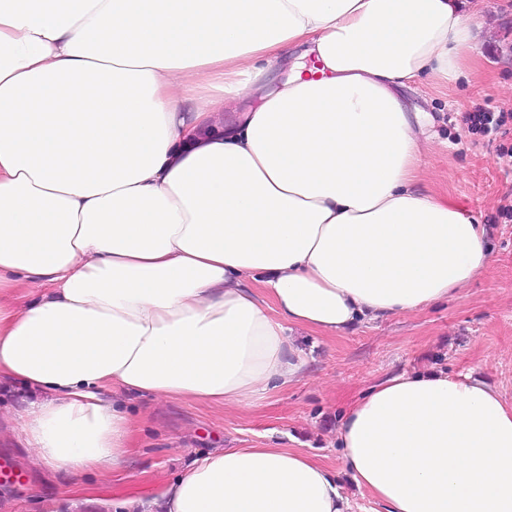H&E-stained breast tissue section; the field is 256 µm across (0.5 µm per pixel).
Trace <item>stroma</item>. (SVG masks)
Wrapping results in <instances>:
<instances>
[{"label":"stroma","instance_id":"1","mask_svg":"<svg viewBox=\"0 0 512 512\" xmlns=\"http://www.w3.org/2000/svg\"><path fill=\"white\" fill-rule=\"evenodd\" d=\"M482 25L458 81L429 76L401 90L407 111L429 113L436 146L416 184L460 207L480 224L491 265L449 300L423 310L359 322L333 338L305 332L297 341L308 364L303 379L270 390L249 407L126 396L136 429L123 467L77 473L42 471L31 459L13 414L30 401L18 384L0 383V512H113L115 501L152 500L195 458L223 448H294L315 456L341 481L353 512H370L368 495L347 472L337 432L348 408L369 389L401 373L443 372L485 379L512 400V170L500 146L468 133L464 113L511 112L512 0H480Z\"/></svg>","mask_w":512,"mask_h":512}]
</instances>
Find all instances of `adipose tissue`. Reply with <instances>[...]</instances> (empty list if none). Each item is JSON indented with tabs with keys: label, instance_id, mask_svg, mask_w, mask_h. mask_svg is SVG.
<instances>
[{
	"label": "adipose tissue",
	"instance_id": "obj_1",
	"mask_svg": "<svg viewBox=\"0 0 512 512\" xmlns=\"http://www.w3.org/2000/svg\"><path fill=\"white\" fill-rule=\"evenodd\" d=\"M479 19L457 0H0V381L40 394L18 418L36 465L119 466V395L249 406L304 375L294 328L333 337L487 269L479 225L413 190L430 115L395 93L455 81ZM288 46L313 68L237 111ZM338 443L385 512H512V403L482 379L388 378ZM124 508L352 512L289 448L211 452Z\"/></svg>",
	"mask_w": 512,
	"mask_h": 512
}]
</instances>
